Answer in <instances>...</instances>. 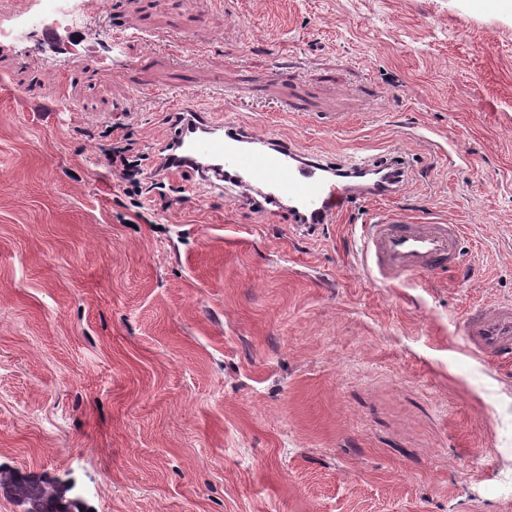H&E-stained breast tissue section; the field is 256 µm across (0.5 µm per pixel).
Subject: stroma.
I'll return each instance as SVG.
<instances>
[{
    "instance_id": "1",
    "label": "stroma",
    "mask_w": 512,
    "mask_h": 512,
    "mask_svg": "<svg viewBox=\"0 0 512 512\" xmlns=\"http://www.w3.org/2000/svg\"><path fill=\"white\" fill-rule=\"evenodd\" d=\"M24 7L0 0V467L90 512H512V373L457 329L512 300V11L97 0L46 42ZM185 93L405 181L306 231L186 168L125 195L113 124L153 153ZM387 212L463 225L472 275L373 279Z\"/></svg>"
}]
</instances>
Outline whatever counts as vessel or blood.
I'll use <instances>...</instances> for the list:
<instances>
[{"label": "vessel or blood", "instance_id": "vessel-or-blood-1", "mask_svg": "<svg viewBox=\"0 0 512 512\" xmlns=\"http://www.w3.org/2000/svg\"><path fill=\"white\" fill-rule=\"evenodd\" d=\"M259 141V136L244 137L193 104L176 121L172 137L177 161L196 164L205 180L235 178L246 187L261 186L265 200L287 203L298 219L330 224L346 200L381 192L378 184L367 181L373 166L369 158L346 162V169L357 171L361 180L342 186L332 178L333 166L305 158L291 143L263 148ZM362 239L363 264L383 280L445 268L462 275L469 270L457 224H416L391 214L363 225ZM462 332L472 353L488 363L512 367V301L475 306L464 318Z\"/></svg>", "mask_w": 512, "mask_h": 512}]
</instances>
